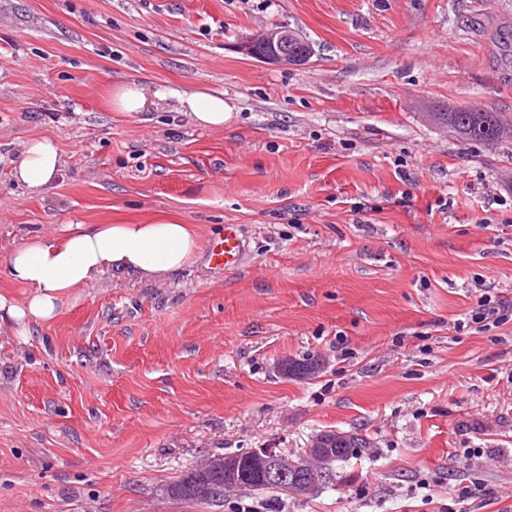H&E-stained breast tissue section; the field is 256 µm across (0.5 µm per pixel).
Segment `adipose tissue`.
I'll return each instance as SVG.
<instances>
[{
  "label": "adipose tissue",
  "instance_id": "ef3b65f1",
  "mask_svg": "<svg viewBox=\"0 0 512 512\" xmlns=\"http://www.w3.org/2000/svg\"><path fill=\"white\" fill-rule=\"evenodd\" d=\"M198 127H220L230 116L223 94L173 91ZM62 168L60 151L48 137L30 141L17 164L18 181L42 192ZM199 238L186 224L160 219L150 224H69L52 238L35 237L14 249L10 279L27 288L24 302L0 295V313L19 324L53 320L64 296L95 273L114 269L144 276L166 275L187 265Z\"/></svg>",
  "mask_w": 512,
  "mask_h": 512
}]
</instances>
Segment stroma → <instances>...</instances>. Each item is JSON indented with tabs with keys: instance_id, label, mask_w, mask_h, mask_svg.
<instances>
[{
	"instance_id": "obj_1",
	"label": "stroma",
	"mask_w": 512,
	"mask_h": 512,
	"mask_svg": "<svg viewBox=\"0 0 512 512\" xmlns=\"http://www.w3.org/2000/svg\"><path fill=\"white\" fill-rule=\"evenodd\" d=\"M276 24L307 65L239 50ZM127 81L231 114L113 111ZM463 103L512 116V0H0V294L27 295L10 252L67 224L200 239L177 273L107 269L52 321L0 320V512H203L165 489L210 455L350 431L370 448L313 495L210 512H512V137L432 121ZM43 136L63 166L33 195L13 172ZM486 299L507 322H470ZM169 95L180 102L183 112L198 127H222L230 117L231 108L224 102L223 93L171 90ZM242 242L237 226L228 224L224 227V238L212 245L210 259L216 266L224 269L236 267L240 262Z\"/></svg>"
}]
</instances>
